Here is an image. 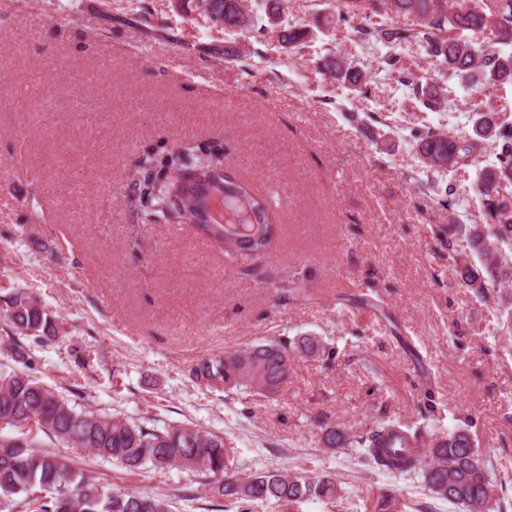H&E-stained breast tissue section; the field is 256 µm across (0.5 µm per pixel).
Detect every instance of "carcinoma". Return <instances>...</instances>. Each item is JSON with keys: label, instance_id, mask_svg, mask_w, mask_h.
<instances>
[{"label": "carcinoma", "instance_id": "obj_1", "mask_svg": "<svg viewBox=\"0 0 512 512\" xmlns=\"http://www.w3.org/2000/svg\"><path fill=\"white\" fill-rule=\"evenodd\" d=\"M363 0H345L338 20L353 24L358 40H380L397 48L384 60L385 68L405 70L404 59L413 48L422 47L434 59L440 78L424 82L402 77L415 98L425 108L447 107L448 82L479 85L493 89L512 84V0H496L486 10L475 0H461L448 8V0H387L382 10L366 12ZM215 14H224V26L246 30L251 15L237 0H215ZM388 13H413L417 28H395L380 17ZM490 31L493 39L478 45L463 32ZM307 36L294 25L280 30L279 37L290 47ZM320 72L338 82L358 86L366 92V75L338 58L322 57L316 62ZM473 134L458 136L450 131L427 130L416 136L420 162L435 170L458 171L494 150L495 162L482 173L479 195L483 209L481 224L448 225V250L467 248L483 264L479 270L464 265L460 272L463 287L482 297L489 289L512 281V126L499 121L493 108L475 109ZM221 145L182 143L166 154L164 165L176 167L181 178L155 187L152 175L155 156L145 152L138 157L130 180L138 190V211L154 215L173 225H192L202 236L221 245L230 255L242 250L257 224H266L264 236L249 249L260 256L270 248L276 224L271 198L255 192L234 175L215 174L210 156ZM240 224L241 244L230 245L224 237L225 225ZM0 316L10 327L39 341L56 337L57 323L30 293L17 289L0 306ZM318 351V342L305 337L298 342L269 340L222 357L203 358L192 368L196 383L210 379L224 381L223 389L233 392L249 389L263 397H274L288 382L293 361ZM11 358L19 367L0 370V425L35 429L19 435L0 434V506L16 512H170L165 500L149 494H117L91 483L74 466L57 455L42 450L39 434L74 448H87L95 455L121 463L136 471L150 463L164 469L174 465L212 477V491L237 501L281 504L301 503L310 498H340L334 475L283 474L261 470L239 477L231 471L233 450L224 438L193 426L163 430L149 428L135 420L107 413L78 410L69 401L26 373L22 366L30 359L26 348L15 343ZM426 427L400 420H382L350 441L334 428L323 436L328 448L357 444L362 462L390 474L421 470L425 490L434 496L465 508L466 512H490L491 491L497 483L490 460L478 449L466 429H457L434 440ZM378 512H408V504L392 494L380 495Z\"/></svg>", "mask_w": 512, "mask_h": 512}]
</instances>
